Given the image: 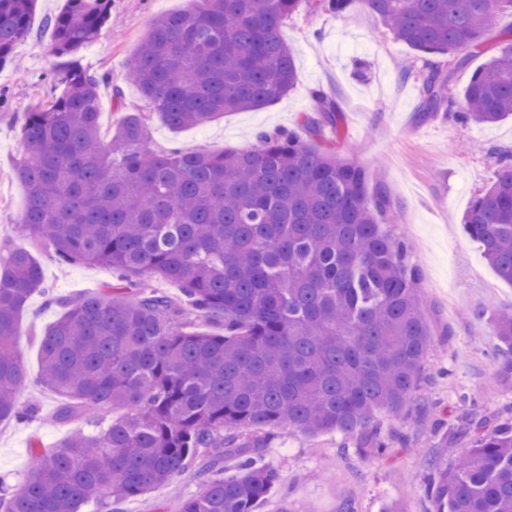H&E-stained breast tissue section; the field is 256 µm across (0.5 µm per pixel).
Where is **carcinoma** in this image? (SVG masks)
<instances>
[{"label": "carcinoma", "instance_id": "obj_1", "mask_svg": "<svg viewBox=\"0 0 512 512\" xmlns=\"http://www.w3.org/2000/svg\"><path fill=\"white\" fill-rule=\"evenodd\" d=\"M112 0H64L48 20L67 61L53 94L24 113V154L14 175L26 191L18 234L53 252L58 267L107 265L119 283L62 301L40 338L41 383L64 396L62 423L126 413L49 448L35 441L23 483L0 494V512H84L169 484L202 450L221 448L200 491L180 512H258L276 482L262 448L286 428L350 437L377 410L406 415L433 333L420 274L403 238L381 224L393 209L360 165L313 139L262 133L252 147L214 153L149 144L157 113L171 127H200L224 112L254 111L297 80L280 28L300 6L343 15L360 5L395 39L424 55L481 43L512 0H194L159 17L131 59L128 81L146 109L105 130L99 89L107 76L72 58L111 24ZM35 0H0V69L30 29ZM422 111L495 124L512 116V42L472 76L462 96L430 61ZM319 118L338 124L332 98L314 95ZM468 210L464 229L512 284V153ZM175 283L182 299L158 284ZM48 288L25 247L0 242V423L35 412L19 401L26 372L15 353L19 318ZM217 333L191 330L189 317ZM501 383L512 385V309L493 318ZM375 431L358 444L380 454L403 444ZM235 475L222 476L225 464ZM435 512H512V424L470 428L453 462L430 461Z\"/></svg>", "mask_w": 512, "mask_h": 512}]
</instances>
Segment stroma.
<instances>
[{"label": "stroma", "mask_w": 512, "mask_h": 512, "mask_svg": "<svg viewBox=\"0 0 512 512\" xmlns=\"http://www.w3.org/2000/svg\"><path fill=\"white\" fill-rule=\"evenodd\" d=\"M64 0H38L29 35L18 44L19 68L0 70V240L16 236L15 224L26 202L13 173L21 152L23 112L53 92L52 76L62 60L53 51L45 25ZM191 0H112V26L78 50L81 63L112 76L101 93V124L110 127L118 105L140 106L137 88L125 79L129 60L144 33L165 14L189 10ZM294 52L298 80L280 100L258 111L227 112L203 127L176 129L160 117L150 124L157 148L215 153L253 146L260 132L287 129L305 135L314 114V94L334 98L342 112L337 129H324L320 144L344 160L369 170L396 202L388 233L405 238L411 262L419 269L424 308H436V343L426 357L420 390L403 419L376 413L373 426L406 435L407 442L376 455L347 446L336 432L281 433L263 450L264 462L279 474L260 512H384L396 503L401 512H430L425 480L440 440L435 431L439 409H447L451 427L464 419L487 424L512 422V386L500 383L495 364L497 339L492 316L512 307V285L498 279L479 245L463 229L475 198L494 181L496 165L489 149L512 150V118L492 125L461 124L444 113L422 116L418 110L424 54L395 40L364 8L346 16L299 7L281 27ZM512 33V16L495 15L480 48L465 61L436 56L462 94L473 73L503 46ZM51 295L76 297L114 283L104 266L58 269L38 252ZM34 295L20 320L16 349L27 370L21 401L35 402L37 413L22 422L0 424V477L6 486L20 483L31 465L30 444L53 446L70 425L55 421L61 398L39 382L38 339L62 313ZM200 486L192 473L171 485L122 503V512H179L182 498Z\"/></svg>", "instance_id": "stroma-1"}]
</instances>
